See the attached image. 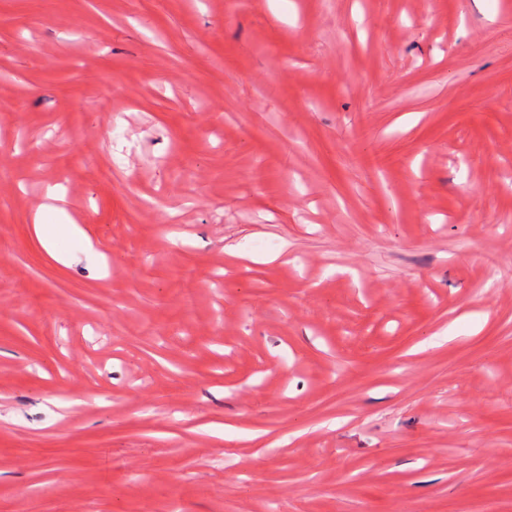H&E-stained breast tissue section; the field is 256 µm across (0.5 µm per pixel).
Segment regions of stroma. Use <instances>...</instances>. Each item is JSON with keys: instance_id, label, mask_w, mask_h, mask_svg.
<instances>
[{"instance_id": "1", "label": "stroma", "mask_w": 512, "mask_h": 512, "mask_svg": "<svg viewBox=\"0 0 512 512\" xmlns=\"http://www.w3.org/2000/svg\"><path fill=\"white\" fill-rule=\"evenodd\" d=\"M510 265L512 0H0V512H512ZM50 212L67 217L68 224H47L46 217ZM32 229L37 239L46 247L48 253L55 260L69 263L79 254H85L94 250L92 240L76 222L71 219L66 209L62 206L40 205L31 216ZM66 235L71 242L67 250H58L55 247V239L59 234Z\"/></svg>"}]
</instances>
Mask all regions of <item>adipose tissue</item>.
Listing matches in <instances>:
<instances>
[{"label": "adipose tissue", "instance_id": "ef3b65f1", "mask_svg": "<svg viewBox=\"0 0 512 512\" xmlns=\"http://www.w3.org/2000/svg\"><path fill=\"white\" fill-rule=\"evenodd\" d=\"M49 204L39 206L31 217L32 229L37 239L46 247L48 253L55 260L67 263L75 259L78 255L93 251L94 244L87 236L85 231L76 222L65 224L47 223L46 217L50 212H57L58 215H65L66 210L63 206L65 197L57 191H49ZM66 235L71 245L68 249L60 250L55 246V240L58 235Z\"/></svg>", "mask_w": 512, "mask_h": 512}]
</instances>
